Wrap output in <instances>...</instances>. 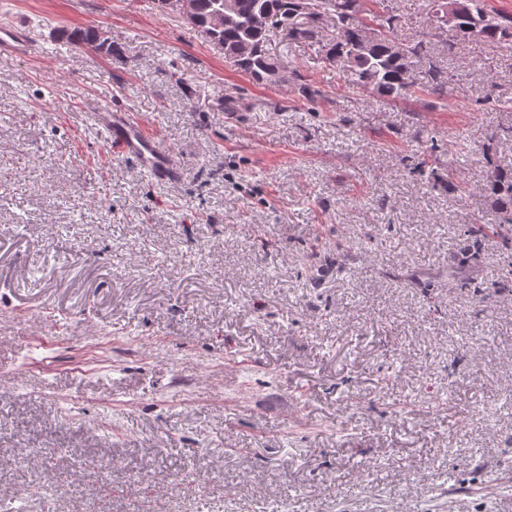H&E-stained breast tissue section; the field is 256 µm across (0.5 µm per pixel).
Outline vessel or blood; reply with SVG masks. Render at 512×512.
Masks as SVG:
<instances>
[{
    "label": "vessel or blood",
    "instance_id": "b4317fda",
    "mask_svg": "<svg viewBox=\"0 0 512 512\" xmlns=\"http://www.w3.org/2000/svg\"><path fill=\"white\" fill-rule=\"evenodd\" d=\"M93 118L105 139L119 144L126 154L136 158L144 172L159 179L173 177L175 167L169 153L163 150L156 137L130 121L124 112L99 107Z\"/></svg>",
    "mask_w": 512,
    "mask_h": 512
}]
</instances>
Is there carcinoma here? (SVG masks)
I'll return each mask as SVG.
<instances>
[{"mask_svg":"<svg viewBox=\"0 0 512 512\" xmlns=\"http://www.w3.org/2000/svg\"><path fill=\"white\" fill-rule=\"evenodd\" d=\"M231 2L234 20L224 22V3ZM191 25L205 31L213 44L219 45L224 56L238 69L258 83H269L272 73L280 69L268 49L270 30L257 27L253 19L265 12L277 18L286 32L284 39L305 44L315 37L316 28L330 23L337 31L336 42L328 54L349 68L360 85L387 99H405L418 91L442 94L448 88V68L443 66L428 47L427 33L410 41L399 42L394 36L397 15L395 0H372L377 10L372 22L379 26L377 36L365 52L352 57L343 55V48L364 40L366 22L361 18L358 0H314L315 11L309 22L300 26L291 20L298 0H192ZM467 8L448 25L452 36L461 40H478L490 46L512 40V15L499 14L493 25L482 22L487 13L485 0H465ZM74 45L86 46L107 57L117 51L112 43L99 38V30L77 28L64 32ZM425 67V81L406 82V72L412 65ZM482 187L490 205L500 216V223L512 225V168L504 169L493 163L484 170Z\"/></svg>","mask_w":512,"mask_h":512,"instance_id":"carcinoma-1","label":"carcinoma"}]
</instances>
